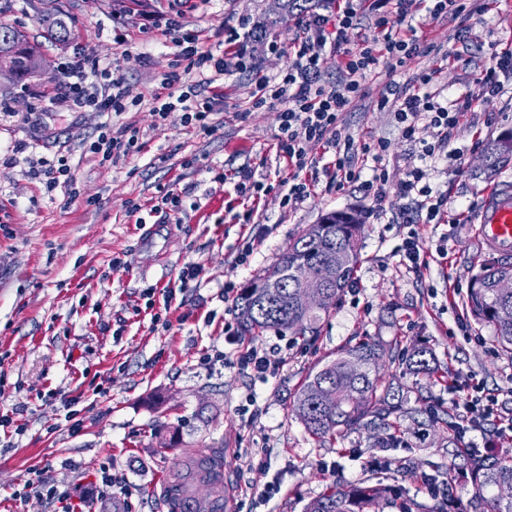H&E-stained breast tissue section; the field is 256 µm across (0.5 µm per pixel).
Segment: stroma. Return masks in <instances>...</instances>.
Segmentation results:
<instances>
[{
	"mask_svg": "<svg viewBox=\"0 0 512 512\" xmlns=\"http://www.w3.org/2000/svg\"><path fill=\"white\" fill-rule=\"evenodd\" d=\"M70 15L69 40L48 41L42 15L47 0H0V26L25 32L41 43L47 63L42 74L21 84H0V102L28 93L54 96L51 108L27 115L0 111V411L20 408L23 434L0 428V512H51L44 499L14 498L32 470L49 468L54 481L89 485L111 468L123 489L92 512H161L154 493L180 469L186 453L198 448L224 451V472L237 492L229 512H305L336 484H394L425 506L435 497L410 464L434 467L440 485L455 482L451 512H469L470 478L458 477L451 430L422 429L402 419L405 446L380 451L367 433L351 431L334 444L314 441L292 413L304 381L337 352L363 337L396 341L432 352L447 382L400 378L411 412L426 404L468 418L469 377L486 392L512 391V353L495 341L486 322L469 318L458 289H469L488 261L474 226L484 192L512 179V164L486 178L474 142L512 132V81L501 96L484 101L475 76L495 49L512 40V0H491L482 19L471 21L467 41L455 21L419 27L420 38L450 54L440 75L448 98L474 101L473 112L452 139L463 171L448 173L440 157L422 163L433 192L447 195L449 211H467L463 224H422L418 231L431 251L423 273L407 271L395 253L408 229L402 213L419 210L417 199L387 190L382 203L361 193L315 187L296 209L281 205L279 192L258 199L241 197L231 176L252 171L256 180H285L290 169L276 154L278 106L251 109L259 77H276L289 62L301 30L289 17L266 35L254 28L271 14L273 0H60ZM180 15L202 33L204 48L222 53L224 30L239 27L241 46L253 69L225 76L224 110L217 131L202 136L188 128L181 111L158 120L153 96L178 70V49L165 20ZM278 52H271L270 43ZM82 58L111 68L125 87L126 110L107 116L72 110L62 94L64 61ZM384 74L369 76L363 96L338 122L355 142L384 139V164L391 181L405 176L411 146L391 112L378 110ZM132 124L144 142L141 152L116 164L86 153L100 123ZM65 155L77 179L78 197L64 189L47 191L29 174L30 161ZM193 167H186V160ZM224 168L229 181H214L211 168ZM190 188L199 209L166 220L151 211L160 187ZM139 200L140 217L129 214ZM356 208L364 228L352 284L312 336L264 332L240 338L234 300L224 287H243L266 274L309 224L322 213ZM252 212L249 224L238 214ZM256 236L249 262L236 264L242 238ZM200 276L171 305L147 307L145 288L177 283L187 266ZM282 347L283 367L268 379L239 370L237 351L254 345ZM253 395L258 414L239 407ZM212 408L201 421L199 406ZM77 412L66 420L67 409Z\"/></svg>",
	"mask_w": 512,
	"mask_h": 512,
	"instance_id": "1",
	"label": "stroma"
}]
</instances>
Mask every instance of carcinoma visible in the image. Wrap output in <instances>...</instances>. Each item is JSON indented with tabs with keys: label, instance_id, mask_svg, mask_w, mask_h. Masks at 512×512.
I'll return each mask as SVG.
<instances>
[{
	"label": "carcinoma",
	"instance_id": "1",
	"mask_svg": "<svg viewBox=\"0 0 512 512\" xmlns=\"http://www.w3.org/2000/svg\"><path fill=\"white\" fill-rule=\"evenodd\" d=\"M307 3L308 0H285L284 13L266 21L265 26H277L294 12L305 10ZM65 17L67 14L60 8L45 15L43 25L51 38L60 40L71 35ZM0 45L11 49L17 81L23 82L39 71L43 54L22 32L0 26ZM506 139L511 140L512 135L485 143L488 170L512 162V150L503 147ZM362 226L361 215L349 209L325 213L317 223L306 225L272 269L274 273H288V283L280 288H267L269 275L266 274L252 281L251 287L241 289L236 300L241 334L251 338L266 331L282 336L315 335L323 316L349 286L359 260L355 249L348 264L338 269L336 250L358 240ZM302 265L318 274L329 275L326 299L318 307L305 308L297 299L298 284L291 271ZM505 276L512 278L511 262L492 260L482 264L476 284L470 288L468 302L476 319L494 327L501 348L512 352V295L503 296L495 288L496 279ZM353 358L366 365V370L356 378L347 371V363ZM384 359L404 366L416 376L435 374L434 357L426 349L407 356L396 344L385 346L378 341L364 340L341 350L335 359L325 362L308 377L293 405L295 416L314 440L333 443L349 431L364 430L377 436L376 448H394L401 442L398 420L403 413L402 399L394 381L380 373L378 362ZM328 385L336 387V401L321 403L317 400L319 390ZM419 414L422 415L420 424L424 426L455 427L445 411L426 407ZM470 472L475 486L470 512H512V497L506 500L497 494H486L489 487L512 486V460L495 461L478 456L472 460ZM192 481L211 487L215 496H220L218 474L210 461L189 456L183 468L170 476L168 484L170 491L177 492ZM318 502L322 503L323 512H375L381 502L397 512L423 510L422 505L403 498L397 487L382 483L338 485Z\"/></svg>",
	"mask_w": 512,
	"mask_h": 512
}]
</instances>
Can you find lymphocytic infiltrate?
Listing matches in <instances>:
<instances>
[{"label":"lymphocytic infiltrate","mask_w":512,"mask_h":512,"mask_svg":"<svg viewBox=\"0 0 512 512\" xmlns=\"http://www.w3.org/2000/svg\"><path fill=\"white\" fill-rule=\"evenodd\" d=\"M486 0H333L328 12L307 9L300 25L303 35L290 50V62L279 77H260L251 95L253 108L279 105L280 133L276 151L288 161L294 173L289 179L271 185L254 180L251 172L239 174L237 190L244 196H256L278 189L284 204L296 207L311 195L318 184L327 189L341 191L354 186L373 201H381L387 187H394L400 198L413 195L424 198L422 213L407 215L413 229L403 239L399 249L400 262L407 269L421 272L429 265V252L420 240L417 224H441L448 215L446 195H432L425 180L427 173L420 164L408 166L404 179L390 184L382 160L388 144L382 139H372L362 144L341 139L337 122L343 112L349 111L361 93L367 77L378 67H386L389 80L385 92L378 100L379 109L393 113L403 139L420 149L421 160L448 155L449 171L457 175L462 171L460 153L449 152L448 146L455 137L466 114L472 111L471 98L445 101L435 87L438 68L431 67L416 73L409 83L397 82L396 75L418 58L434 53V42L419 38L413 24L415 18L432 21L448 18L460 21V36H467L468 22L482 17L487 11ZM370 19L373 34L356 46H349L348 32ZM169 29L176 32V46L188 69L197 71L200 80L195 84H182L179 74H170L162 83V92L154 96L153 110L158 118H165L174 109L185 114V123L204 135H212L217 126L211 115L224 109V92L217 87L218 77L239 69H247L251 61L239 46L240 34L230 29L224 33V52L215 56L212 50L202 48L201 34L184 30L179 19L167 18ZM339 58V76L334 86H326L321 79L324 58L329 54ZM64 96L72 109L80 112H114L125 110V91L121 79L115 78L110 69L98 65L81 66L67 63ZM433 130L432 140H424L423 130ZM319 147L329 153L330 160L324 167L313 166L310 147ZM139 131L132 125L102 124L88 150L102 161L119 162L140 152ZM374 163L370 177H363L358 165L360 158ZM470 407L480 408V416L470 418V430H479L481 420L494 417L497 432L512 437V405L498 396L485 393L480 383L470 386ZM121 479L103 470L81 495L60 488L45 472H36L28 479L16 499H25L37 493L48 500L54 512H83L90 502L109 496L112 489L120 487Z\"/></svg>","instance_id":"1"}]
</instances>
